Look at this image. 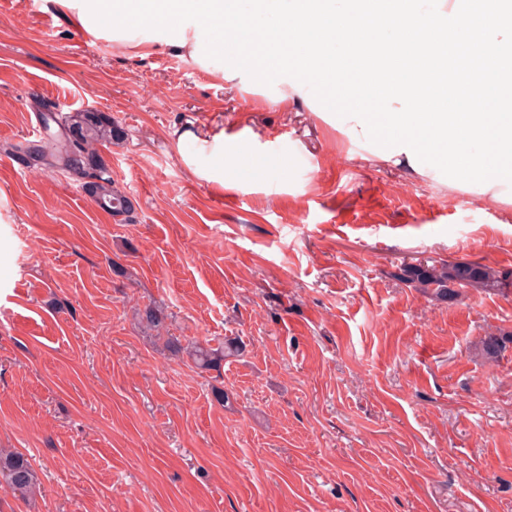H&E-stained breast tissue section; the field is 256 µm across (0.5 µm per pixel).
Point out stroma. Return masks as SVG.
I'll list each match as a JSON object with an SVG mask.
<instances>
[{
  "label": "stroma",
  "mask_w": 512,
  "mask_h": 512,
  "mask_svg": "<svg viewBox=\"0 0 512 512\" xmlns=\"http://www.w3.org/2000/svg\"><path fill=\"white\" fill-rule=\"evenodd\" d=\"M46 104L111 117L129 213L15 155ZM189 123L223 130V183ZM440 260L512 274V202L380 159L287 78L0 0V448L42 483L0 512H512V344L482 346L512 287L398 277ZM168 336L242 352L200 370ZM185 32H183V36L186 38L185 42L186 44H184L185 46L184 47H181V46H178V39H176V43L177 45L173 44V45H166V40L165 41H148L147 40H144V41H140L138 43H136V48H141L144 53L146 54H149L153 51H156L160 48H170L172 51H175L177 52L178 55H190L191 57H194L195 56V52H196V45H195V42L197 41L196 38H194V36H197L196 35V32H195V27L192 25H189L186 29H185ZM183 42V43H185Z\"/></svg>",
  "instance_id": "obj_1"
}]
</instances>
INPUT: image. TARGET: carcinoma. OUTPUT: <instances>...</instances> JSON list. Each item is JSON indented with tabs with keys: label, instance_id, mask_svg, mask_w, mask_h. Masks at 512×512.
I'll list each match as a JSON object with an SVG mask.
<instances>
[{
	"label": "carcinoma",
	"instance_id": "carcinoma-1",
	"mask_svg": "<svg viewBox=\"0 0 512 512\" xmlns=\"http://www.w3.org/2000/svg\"><path fill=\"white\" fill-rule=\"evenodd\" d=\"M64 124L58 133L28 144L23 156L29 162L39 164L41 170L63 168L68 174L80 179L98 172V181L88 183L95 202L112 199L116 192L112 178L97 153V145L116 138L117 130L112 119L100 112H77L63 116ZM399 278L409 283L423 295L437 300L456 299L460 290L475 288L501 291L509 286V275L489 265L468 261H443L438 264L407 266L401 269ZM512 343V333L487 336L485 350L492 357L498 356ZM175 352H185L200 369L209 370L219 360L238 352L233 342L224 343V351L201 344L182 347L178 340L168 341ZM5 485L20 497L28 500L40 492V479L28 458L14 451L0 450V486Z\"/></svg>",
	"mask_w": 512,
	"mask_h": 512
}]
</instances>
